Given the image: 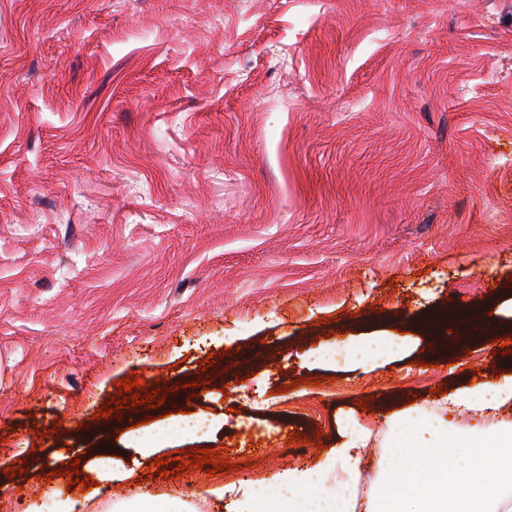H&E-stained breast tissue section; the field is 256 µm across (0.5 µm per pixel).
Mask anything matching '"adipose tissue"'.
<instances>
[{
  "instance_id": "1",
  "label": "adipose tissue",
  "mask_w": 512,
  "mask_h": 512,
  "mask_svg": "<svg viewBox=\"0 0 512 512\" xmlns=\"http://www.w3.org/2000/svg\"><path fill=\"white\" fill-rule=\"evenodd\" d=\"M407 348L404 337L375 336L350 347L347 362L371 370ZM371 437L347 418L334 448L248 483L235 512H512V376L396 414L376 463L378 491L362 502L357 484Z\"/></svg>"
}]
</instances>
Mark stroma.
I'll return each instance as SVG.
<instances>
[{"label": "stroma", "instance_id": "stroma-1", "mask_svg": "<svg viewBox=\"0 0 512 512\" xmlns=\"http://www.w3.org/2000/svg\"><path fill=\"white\" fill-rule=\"evenodd\" d=\"M384 331L411 345L374 371L317 359ZM509 338L512 0H0V512L102 448L136 479L101 500L230 512L196 490L349 413L367 497L392 414L512 375ZM132 371L163 405L98 418ZM185 408L215 426L159 475L133 441ZM193 446L236 471L178 470Z\"/></svg>", "mask_w": 512, "mask_h": 512}]
</instances>
